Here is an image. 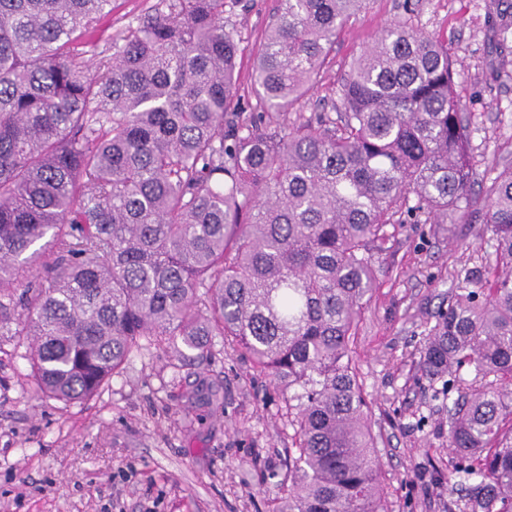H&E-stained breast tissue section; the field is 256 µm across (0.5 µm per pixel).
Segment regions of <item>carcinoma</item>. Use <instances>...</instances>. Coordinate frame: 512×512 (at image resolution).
<instances>
[{"instance_id":"cac0c4a2","label":"carcinoma","mask_w":512,"mask_h":512,"mask_svg":"<svg viewBox=\"0 0 512 512\" xmlns=\"http://www.w3.org/2000/svg\"><path fill=\"white\" fill-rule=\"evenodd\" d=\"M364 0H280L251 81L286 113ZM112 0H0V337L43 393L88 399L143 350L212 339L281 388L277 512H386L350 344L389 224H466L469 119L448 50L397 22L353 61L340 119L238 125L224 0H161L99 52ZM492 279L437 314L421 376L456 384L448 494L512 512V161L485 191Z\"/></svg>"}]
</instances>
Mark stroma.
I'll use <instances>...</instances> for the list:
<instances>
[{"label": "stroma", "instance_id": "35a3bbf8", "mask_svg": "<svg viewBox=\"0 0 512 512\" xmlns=\"http://www.w3.org/2000/svg\"><path fill=\"white\" fill-rule=\"evenodd\" d=\"M158 2L112 0L98 47L121 42ZM278 8L279 0H225L224 28L239 43L240 121L271 132L331 111L354 58L400 21L453 60L470 116L472 194L484 196L512 154V50L502 49L500 32L512 9L497 0H366L314 88L278 116L264 111L250 82ZM387 234L353 356L388 512H448V402L422 378L420 352L439 307L460 275L482 268L492 242L463 224H394ZM16 342L0 338V512H272L293 431L279 389L246 355L218 338L205 363L152 349L91 400L66 405L42 395Z\"/></svg>", "mask_w": 512, "mask_h": 512}]
</instances>
